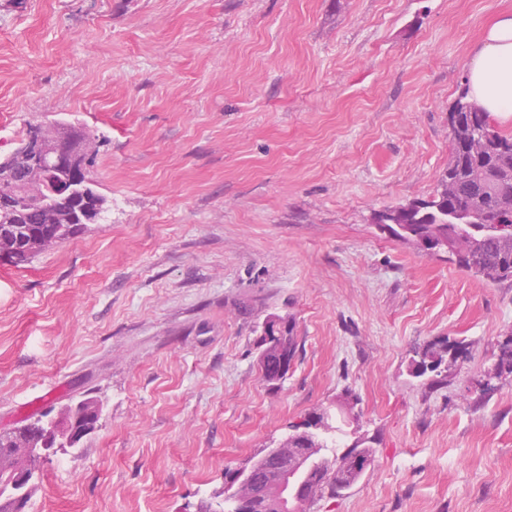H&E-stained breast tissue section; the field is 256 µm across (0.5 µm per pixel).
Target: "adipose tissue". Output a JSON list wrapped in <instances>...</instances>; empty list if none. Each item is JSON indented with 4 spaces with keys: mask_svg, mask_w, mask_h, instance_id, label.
Instances as JSON below:
<instances>
[{
    "mask_svg": "<svg viewBox=\"0 0 512 512\" xmlns=\"http://www.w3.org/2000/svg\"><path fill=\"white\" fill-rule=\"evenodd\" d=\"M470 98L491 118H512V14L499 16L467 61Z\"/></svg>",
    "mask_w": 512,
    "mask_h": 512,
    "instance_id": "ef3b65f1",
    "label": "adipose tissue"
}]
</instances>
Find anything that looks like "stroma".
Masks as SVG:
<instances>
[{
  "mask_svg": "<svg viewBox=\"0 0 512 512\" xmlns=\"http://www.w3.org/2000/svg\"><path fill=\"white\" fill-rule=\"evenodd\" d=\"M512 0H0V157L27 124L98 138L105 221L0 258V432L92 397L27 512H230L224 471L356 400L374 460L307 512H512V325L490 283L380 234L434 193L448 110ZM298 349L267 382L260 336ZM468 343L447 384L407 374ZM491 372L496 375L497 382L505 375H512V326L498 344ZM468 352L463 342H450L448 339L429 341L413 351L414 355L408 362V374L413 378H429L430 386L446 384L448 367L459 359L467 358Z\"/></svg>",
  "mask_w": 512,
  "mask_h": 512,
  "instance_id": "stroma-1",
  "label": "stroma"
}]
</instances>
